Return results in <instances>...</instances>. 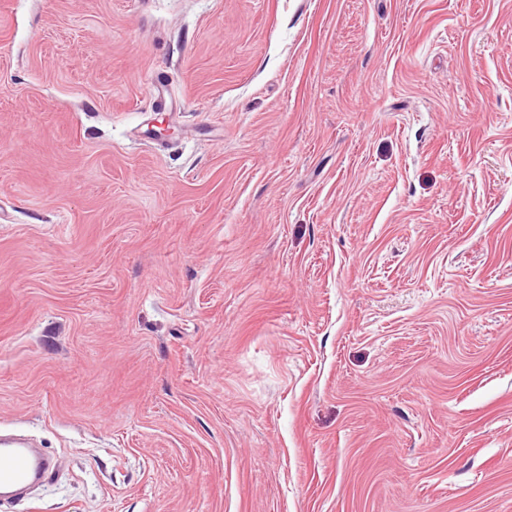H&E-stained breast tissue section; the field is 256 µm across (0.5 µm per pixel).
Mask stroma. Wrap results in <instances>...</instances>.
Returning a JSON list of instances; mask_svg holds the SVG:
<instances>
[{
	"label": "stroma",
	"instance_id": "35a3bbf8",
	"mask_svg": "<svg viewBox=\"0 0 512 512\" xmlns=\"http://www.w3.org/2000/svg\"><path fill=\"white\" fill-rule=\"evenodd\" d=\"M0 512H512V0H0ZM0 447L1 485H21L45 476L48 462L37 461L23 442L1 438Z\"/></svg>",
	"mask_w": 512,
	"mask_h": 512
}]
</instances>
